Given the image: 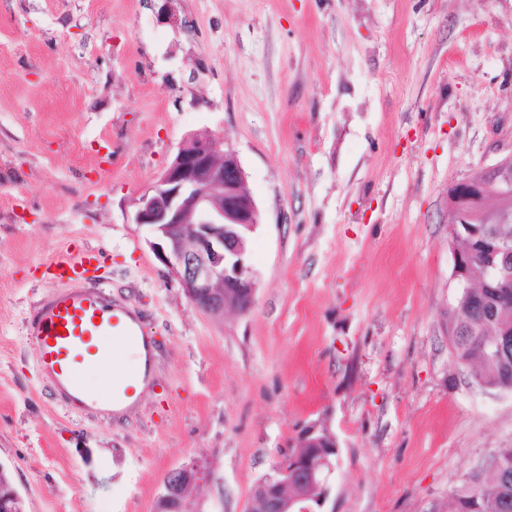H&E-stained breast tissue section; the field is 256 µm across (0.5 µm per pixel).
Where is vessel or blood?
I'll return each instance as SVG.
<instances>
[{"label":"vessel or blood","instance_id":"1","mask_svg":"<svg viewBox=\"0 0 512 512\" xmlns=\"http://www.w3.org/2000/svg\"><path fill=\"white\" fill-rule=\"evenodd\" d=\"M105 265L102 250L76 246L52 261L64 288L40 305L29 326L39 372L55 392L90 409L112 408L135 396L142 372L125 355L151 342L141 317L106 294ZM90 372L101 377L97 387L84 383Z\"/></svg>","mask_w":512,"mask_h":512}]
</instances>
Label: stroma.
<instances>
[{
  "mask_svg": "<svg viewBox=\"0 0 512 512\" xmlns=\"http://www.w3.org/2000/svg\"><path fill=\"white\" fill-rule=\"evenodd\" d=\"M233 150L259 211L246 313L195 309L133 200L181 141ZM512 155V0H0V466L24 512H250L308 432L320 512H453L512 448V392L448 344V190ZM104 250L154 372L120 419L71 407L28 331L46 266ZM204 479V470L195 461L171 470L164 480V493L160 497L168 502L167 510L182 512L184 503L196 495Z\"/></svg>",
  "mask_w": 512,
  "mask_h": 512,
  "instance_id": "obj_1",
  "label": "stroma"
}]
</instances>
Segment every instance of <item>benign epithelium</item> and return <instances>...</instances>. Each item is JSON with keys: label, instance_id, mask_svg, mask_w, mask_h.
<instances>
[{"label": "benign epithelium", "instance_id": "benign-epithelium-1", "mask_svg": "<svg viewBox=\"0 0 512 512\" xmlns=\"http://www.w3.org/2000/svg\"><path fill=\"white\" fill-rule=\"evenodd\" d=\"M510 168L512 155L448 191L449 234L467 243L453 250L452 277L458 290L493 304L490 310L479 309V316L491 322L501 320L512 307V283L499 277L512 267V247L489 225L475 223L474 213L489 195L512 198V179L501 176ZM245 183L236 153L214 134L201 131L183 139L172 160L134 201L135 223L150 228L151 249L189 302L213 317L228 309L247 312L255 302L246 239L259 224V212ZM477 256L485 276L475 285L471 269ZM300 447L318 449V459L296 452L275 466L274 474L265 476L253 494L261 512H316L322 505L335 443L307 433ZM204 479L195 461L171 470L161 495L168 512H182ZM21 504L14 486L0 487V512H23Z\"/></svg>", "mask_w": 512, "mask_h": 512}]
</instances>
